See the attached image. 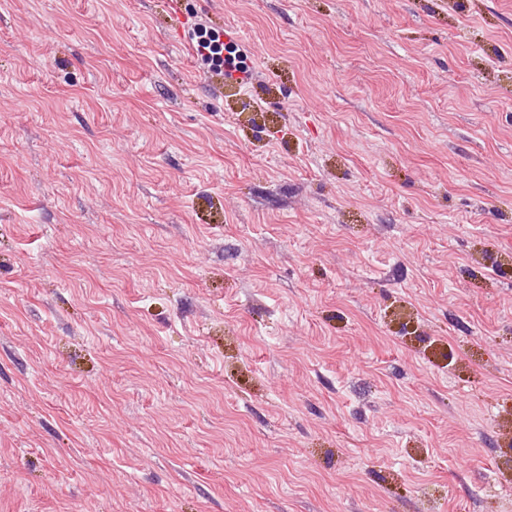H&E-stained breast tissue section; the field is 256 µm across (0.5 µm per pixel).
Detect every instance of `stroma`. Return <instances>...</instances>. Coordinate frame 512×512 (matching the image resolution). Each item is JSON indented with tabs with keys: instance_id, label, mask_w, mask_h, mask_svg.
I'll list each match as a JSON object with an SVG mask.
<instances>
[{
	"instance_id": "obj_1",
	"label": "stroma",
	"mask_w": 512,
	"mask_h": 512,
	"mask_svg": "<svg viewBox=\"0 0 512 512\" xmlns=\"http://www.w3.org/2000/svg\"><path fill=\"white\" fill-rule=\"evenodd\" d=\"M0 512H512V0H0ZM192 44L197 60L210 71L227 78H234V75L238 74L240 77L236 78V81L239 83L250 77L247 55L240 53L232 40L224 42V30L219 31L200 22L195 23ZM239 83L236 84L239 89L246 90V87Z\"/></svg>"
}]
</instances>
